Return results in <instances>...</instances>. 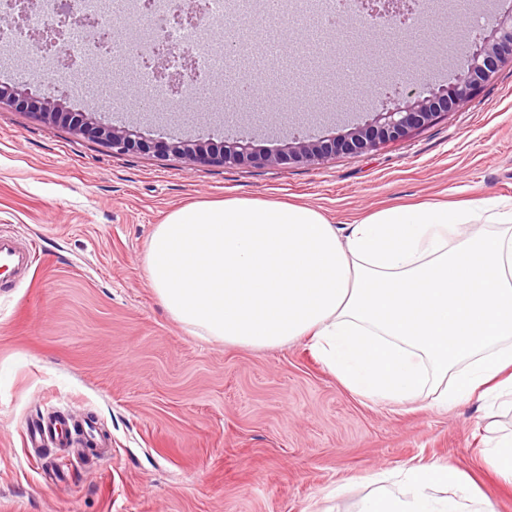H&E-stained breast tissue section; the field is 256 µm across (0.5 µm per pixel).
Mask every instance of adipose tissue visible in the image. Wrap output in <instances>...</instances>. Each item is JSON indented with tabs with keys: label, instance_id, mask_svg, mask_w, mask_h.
Returning a JSON list of instances; mask_svg holds the SVG:
<instances>
[{
	"label": "adipose tissue",
	"instance_id": "ef3b65f1",
	"mask_svg": "<svg viewBox=\"0 0 512 512\" xmlns=\"http://www.w3.org/2000/svg\"><path fill=\"white\" fill-rule=\"evenodd\" d=\"M148 282L189 332L276 347L309 338L340 382L402 405L512 399V206L386 208L356 224L252 199L198 202L155 225ZM361 512H494L451 465L415 466Z\"/></svg>",
	"mask_w": 512,
	"mask_h": 512
}]
</instances>
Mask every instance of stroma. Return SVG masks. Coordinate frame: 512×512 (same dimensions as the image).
<instances>
[{"label": "stroma", "instance_id": "1", "mask_svg": "<svg viewBox=\"0 0 512 512\" xmlns=\"http://www.w3.org/2000/svg\"><path fill=\"white\" fill-rule=\"evenodd\" d=\"M500 5L448 0L433 13L405 72L432 88L454 80L468 44L491 31ZM0 56L6 83L29 84L67 110L103 107L117 124L194 139L225 125L256 128L261 147L283 135L334 136L373 118L379 97L346 86L320 91L324 115H288L285 88H268V119L238 111L222 75L209 83L222 118L194 101L162 123L139 108V67L103 93L76 77L67 91L44 82L48 57L28 56L39 36ZM254 198L307 205L337 225L395 206L512 199V66L449 112L382 149L314 165L186 166L154 151L115 153L31 111L0 107V231L35 253L18 285L0 284V512H359L395 473L448 463L512 512L483 461L512 433V410L468 401L439 409L431 395L393 406L348 390L307 339L271 349L191 335L160 305L143 254L156 224L198 201ZM94 422L107 455L80 446L45 451L24 443L27 421ZM390 471L385 485L370 482Z\"/></svg>", "mask_w": 512, "mask_h": 512}]
</instances>
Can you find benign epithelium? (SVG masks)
Instances as JSON below:
<instances>
[{"label":"benign epithelium","instance_id":"1","mask_svg":"<svg viewBox=\"0 0 512 512\" xmlns=\"http://www.w3.org/2000/svg\"><path fill=\"white\" fill-rule=\"evenodd\" d=\"M9 2L23 4V10L18 15L9 10H0V24L3 26L17 25L23 19L29 21L31 14L40 8L36 0ZM205 2L193 0L186 6L179 0H170V6L159 16V20L164 26H194L205 14ZM412 3H416V0H353L350 5L347 0H338V12L336 17L330 19V25L337 30L342 24H354L371 31L389 26H410L412 14L415 13L410 7ZM52 14V21L43 25L42 39L30 47L29 51L43 52L55 47L57 62L62 63L69 60L65 35L74 27L91 29L97 24V19L77 13L72 7V0H53ZM129 42L136 55L153 62L156 75L168 80L174 96L179 98L191 94L197 78L192 67L193 48H182L184 65L180 70L171 71L168 65L171 48L159 41L149 51L147 46L138 44L132 36ZM509 65H512V13L488 39L468 50L465 64L458 71L455 82L447 88L425 92L407 77L390 82L381 73H371L374 85L385 90L386 107L376 113L371 122L356 125L343 135L323 140L311 136L294 138L281 148L265 150L254 147L250 134L226 129L224 141L219 145L173 138L159 144V151L189 166L207 163L226 167L241 164L311 165L338 154L375 150L405 139L413 131L432 123L447 112L463 108L479 87L492 81L502 68ZM2 104L22 108L35 104L41 118L64 123L76 136L96 138L106 143L115 153L151 149V142L133 128L114 124L94 112H68L62 104L46 98L41 100L18 86L0 85Z\"/></svg>","mask_w":512,"mask_h":512}]
</instances>
